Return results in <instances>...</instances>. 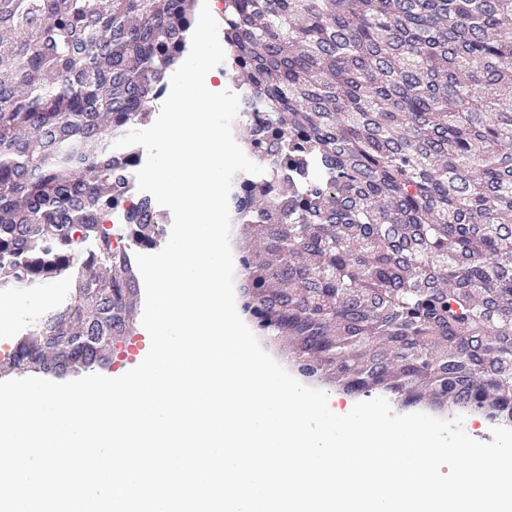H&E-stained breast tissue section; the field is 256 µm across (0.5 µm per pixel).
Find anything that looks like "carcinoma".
Listing matches in <instances>:
<instances>
[{
	"mask_svg": "<svg viewBox=\"0 0 512 512\" xmlns=\"http://www.w3.org/2000/svg\"><path fill=\"white\" fill-rule=\"evenodd\" d=\"M197 0H0V269L77 270L0 376L76 377L134 328L135 146ZM512 0H224V75L265 172L232 195L242 310L308 383L512 428ZM96 237L98 254L75 245Z\"/></svg>",
	"mask_w": 512,
	"mask_h": 512,
	"instance_id": "obj_1",
	"label": "carcinoma"
}]
</instances>
